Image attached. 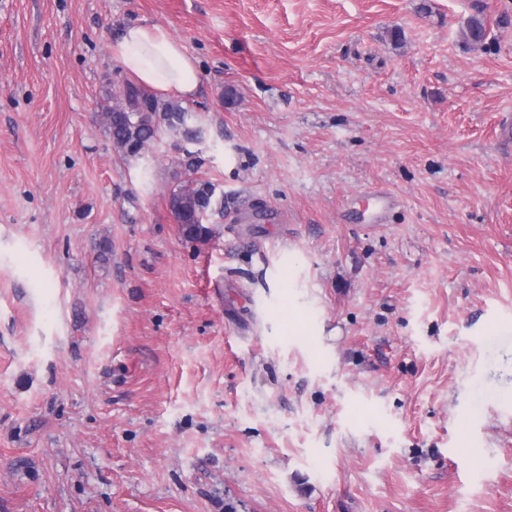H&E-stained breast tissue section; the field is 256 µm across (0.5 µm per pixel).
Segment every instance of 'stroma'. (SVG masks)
I'll list each match as a JSON object with an SVG mask.
<instances>
[{
  "mask_svg": "<svg viewBox=\"0 0 512 512\" xmlns=\"http://www.w3.org/2000/svg\"><path fill=\"white\" fill-rule=\"evenodd\" d=\"M133 23L198 136L123 158ZM509 127L512 0H0V512H512ZM110 50L128 76L157 98L174 94L191 99L197 94L200 80L196 62L164 26L128 25L112 41ZM157 98L126 84L112 94V104L101 112L105 132L124 158L140 156L159 136L162 125L174 135L189 140L196 137V131L188 126L194 111L179 101ZM148 111L152 113L149 121L142 115ZM215 188L212 183L194 180L188 185H178L168 197L169 210H173L181 223L186 238L200 239L209 230L203 222L214 215H224V207H219L214 199Z\"/></svg>",
  "mask_w": 512,
  "mask_h": 512,
  "instance_id": "1",
  "label": "stroma"
}]
</instances>
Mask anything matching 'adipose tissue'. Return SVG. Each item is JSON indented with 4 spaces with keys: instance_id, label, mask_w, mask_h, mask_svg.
<instances>
[{
    "instance_id": "adipose-tissue-1",
    "label": "adipose tissue",
    "mask_w": 512,
    "mask_h": 512,
    "mask_svg": "<svg viewBox=\"0 0 512 512\" xmlns=\"http://www.w3.org/2000/svg\"><path fill=\"white\" fill-rule=\"evenodd\" d=\"M111 54L138 85L164 98H193L199 88L195 60L159 24L126 26L110 45Z\"/></svg>"
}]
</instances>
